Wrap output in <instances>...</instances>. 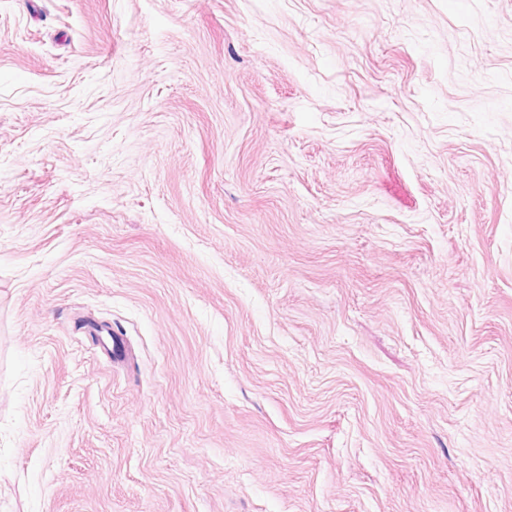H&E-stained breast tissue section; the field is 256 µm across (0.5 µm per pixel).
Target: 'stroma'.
<instances>
[{
	"instance_id": "35a3bbf8",
	"label": "stroma",
	"mask_w": 512,
	"mask_h": 512,
	"mask_svg": "<svg viewBox=\"0 0 512 512\" xmlns=\"http://www.w3.org/2000/svg\"><path fill=\"white\" fill-rule=\"evenodd\" d=\"M0 512H512V0H0Z\"/></svg>"
}]
</instances>
